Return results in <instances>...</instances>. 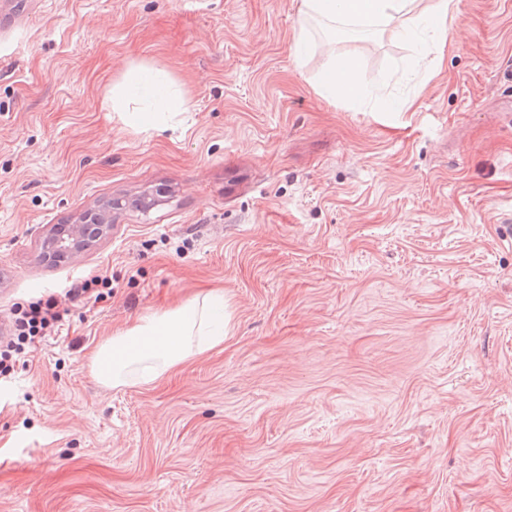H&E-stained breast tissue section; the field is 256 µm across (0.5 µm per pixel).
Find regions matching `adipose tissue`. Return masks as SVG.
Here are the masks:
<instances>
[{"mask_svg":"<svg viewBox=\"0 0 512 512\" xmlns=\"http://www.w3.org/2000/svg\"><path fill=\"white\" fill-rule=\"evenodd\" d=\"M416 0H302L301 21L324 20L355 34H368L410 15ZM229 332L223 292L203 302H190L163 315L140 319L116 332L92 355L98 378L122 387L129 382L149 385L189 358L221 344Z\"/></svg>","mask_w":512,"mask_h":512,"instance_id":"1","label":"adipose tissue"}]
</instances>
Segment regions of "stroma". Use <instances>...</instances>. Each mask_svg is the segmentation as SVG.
I'll return each mask as SVG.
<instances>
[{"mask_svg":"<svg viewBox=\"0 0 512 512\" xmlns=\"http://www.w3.org/2000/svg\"><path fill=\"white\" fill-rule=\"evenodd\" d=\"M299 7L0 0V327L70 310L0 376V512H512V0H459L424 58ZM338 54L359 96L323 90ZM134 68L140 110L161 81L184 112L113 111ZM214 290L221 346L98 380L106 339ZM122 201L110 199L98 210H91L81 216L67 232L52 235L46 243L48 253L60 255L76 253L88 242L100 238L112 224V208L121 209Z\"/></svg>","mask_w":512,"mask_h":512,"instance_id":"35a3bbf8","label":"stroma"}]
</instances>
